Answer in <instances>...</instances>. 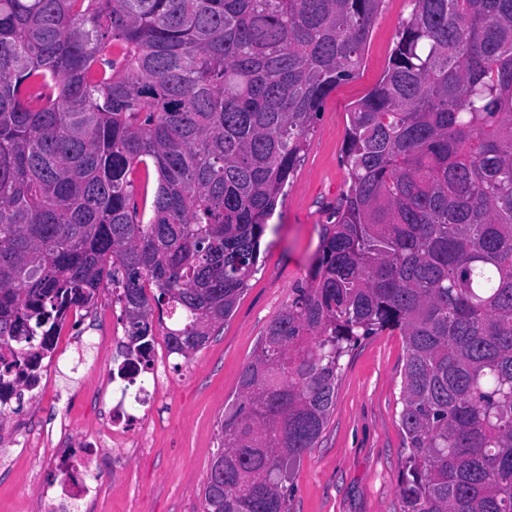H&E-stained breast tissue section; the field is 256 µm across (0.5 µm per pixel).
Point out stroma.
Wrapping results in <instances>:
<instances>
[{
	"instance_id": "obj_1",
	"label": "stroma",
	"mask_w": 512,
	"mask_h": 512,
	"mask_svg": "<svg viewBox=\"0 0 512 512\" xmlns=\"http://www.w3.org/2000/svg\"><path fill=\"white\" fill-rule=\"evenodd\" d=\"M409 0H384L356 77L325 99L305 151L261 240L256 273L209 343L175 372L163 391V414L146 427L142 447L100 446L105 472L88 512H203V488L218 450V424L239 393L245 363L259 351L271 322L304 283L325 225L334 223L349 171L343 162L353 105L385 72ZM110 292L82 318L69 319L50 357L43 390L22 392L0 411V512H40L39 492L58 484L50 465L54 441L15 446L24 430L47 432L65 409L73 452L93 440L96 393L124 353L100 344L120 325ZM405 344L396 332L361 338L343 357L336 400L315 448L293 474L288 512H401L398 475L406 451L400 426Z\"/></svg>"
}]
</instances>
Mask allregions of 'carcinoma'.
<instances>
[{
	"label": "carcinoma",
	"instance_id": "cac0c4a2",
	"mask_svg": "<svg viewBox=\"0 0 512 512\" xmlns=\"http://www.w3.org/2000/svg\"><path fill=\"white\" fill-rule=\"evenodd\" d=\"M350 185L241 370L204 512H288L341 359L397 329L402 512H512V0H411ZM383 0H0V344L109 288L137 360L204 348ZM158 175L152 201L140 193Z\"/></svg>",
	"mask_w": 512,
	"mask_h": 512
}]
</instances>
